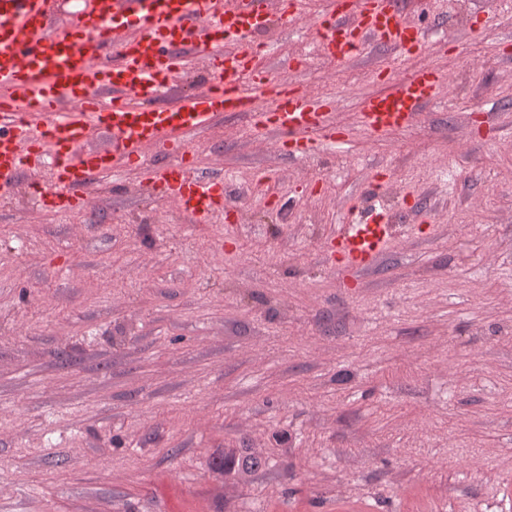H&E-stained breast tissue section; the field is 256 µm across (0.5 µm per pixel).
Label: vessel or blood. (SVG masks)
<instances>
[{
  "label": "vessel or blood",
  "instance_id": "vessel-or-blood-1",
  "mask_svg": "<svg viewBox=\"0 0 512 512\" xmlns=\"http://www.w3.org/2000/svg\"><path fill=\"white\" fill-rule=\"evenodd\" d=\"M305 13L306 0H83L65 17L57 0H0V198L15 196L30 174L37 207L71 213L102 176L136 168L148 194L208 224L223 212L227 178H202L175 160L154 164L150 152L184 153L191 134L230 114L273 126L297 158L343 149L330 99L284 89L271 108L259 107L268 83L256 39L274 20L292 25ZM427 39L400 0H325L313 49L345 60L381 44L406 57ZM200 61L207 85L162 105L174 78ZM441 85L438 70L420 67L366 98L359 123L377 138L413 125ZM104 132L111 149L87 150ZM414 231L374 210L337 225L328 254L333 265L362 271L396 233Z\"/></svg>",
  "mask_w": 512,
  "mask_h": 512
}]
</instances>
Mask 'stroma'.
I'll use <instances>...</instances> for the list:
<instances>
[{
	"label": "stroma",
	"instance_id": "1",
	"mask_svg": "<svg viewBox=\"0 0 512 512\" xmlns=\"http://www.w3.org/2000/svg\"><path fill=\"white\" fill-rule=\"evenodd\" d=\"M415 22L446 47L261 65L334 100L348 143L296 159L230 115L192 139L230 173L193 223L100 180L74 214L0 201V512H512V8ZM421 120L367 135L362 101L418 67ZM417 228L369 271L325 259L352 208ZM248 461L229 474L225 451Z\"/></svg>",
	"mask_w": 512,
	"mask_h": 512
}]
</instances>
